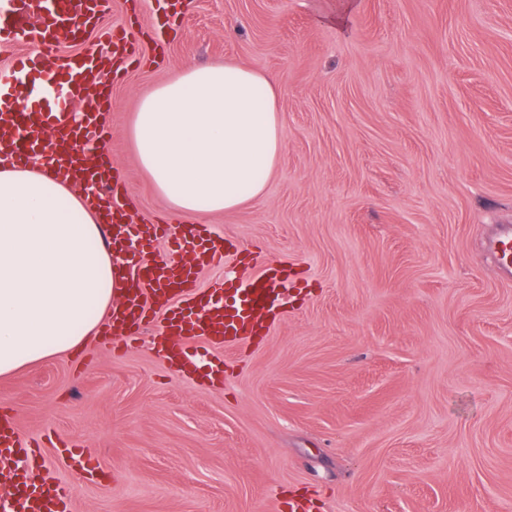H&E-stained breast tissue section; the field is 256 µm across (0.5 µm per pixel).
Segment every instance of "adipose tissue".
Returning <instances> with one entry per match:
<instances>
[{
	"instance_id": "obj_1",
	"label": "adipose tissue",
	"mask_w": 512,
	"mask_h": 512,
	"mask_svg": "<svg viewBox=\"0 0 512 512\" xmlns=\"http://www.w3.org/2000/svg\"><path fill=\"white\" fill-rule=\"evenodd\" d=\"M277 94L258 71L190 65L140 100L130 138L173 213L228 212L264 191L282 150ZM100 238L85 192L0 166V376L98 332L126 282L122 256Z\"/></svg>"
}]
</instances>
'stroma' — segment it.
<instances>
[{
	"label": "stroma",
	"mask_w": 512,
	"mask_h": 512,
	"mask_svg": "<svg viewBox=\"0 0 512 512\" xmlns=\"http://www.w3.org/2000/svg\"><path fill=\"white\" fill-rule=\"evenodd\" d=\"M112 0L145 62L108 87L105 150L133 221L171 212L128 129L186 66L273 76L283 149L262 195L208 216L238 252L204 290L288 260V304L183 376L147 340L0 378V411L75 488L72 512H512V282L482 243L512 224V0ZM72 442L98 467L78 470Z\"/></svg>",
	"instance_id": "stroma-1"
}]
</instances>
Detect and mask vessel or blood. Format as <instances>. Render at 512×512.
Instances as JSON below:
<instances>
[{
	"label": "vessel or blood",
	"mask_w": 512,
	"mask_h": 512,
	"mask_svg": "<svg viewBox=\"0 0 512 512\" xmlns=\"http://www.w3.org/2000/svg\"><path fill=\"white\" fill-rule=\"evenodd\" d=\"M109 0H0V42L27 40L37 43L36 54L18 53L0 65V158L17 166L39 155L43 136H51L67 153L50 167L54 179H94L97 196L112 213L113 238L129 240L125 252L130 279L120 302L112 306V322L104 335L116 342L151 335L152 348L183 373L200 368L192 342L206 338L214 345L253 336L261 317L278 308L280 288L288 280V264L258 261V275L247 285L229 280L216 282L207 293L196 294L195 262L223 260L226 241L207 224H135L117 205V178L105 169L85 166L75 154V143L101 144L107 139L105 115L89 100L90 91L112 81L128 57L124 33L101 30L112 45V60L91 53L79 61L61 54L62 41L81 33L96 13L106 11ZM53 61L46 69L45 61ZM83 99V113L73 123L69 115L75 99ZM167 241L172 254L146 264L143 250ZM502 279H512V224L497 225L484 243ZM195 258L194 264L175 261L178 253ZM28 441L16 422L0 415V468L12 471L14 481L0 493V512H71L75 489L68 484H33L29 472Z\"/></svg>",
	"instance_id": "1"
}]
</instances>
